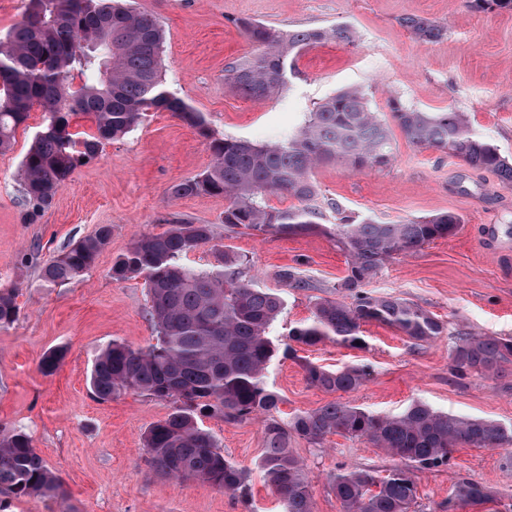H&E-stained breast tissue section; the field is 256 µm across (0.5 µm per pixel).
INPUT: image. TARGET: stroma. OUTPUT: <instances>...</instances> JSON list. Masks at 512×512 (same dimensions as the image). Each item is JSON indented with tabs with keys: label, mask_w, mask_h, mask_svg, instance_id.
<instances>
[{
	"label": "stroma",
	"mask_w": 512,
	"mask_h": 512,
	"mask_svg": "<svg viewBox=\"0 0 512 512\" xmlns=\"http://www.w3.org/2000/svg\"><path fill=\"white\" fill-rule=\"evenodd\" d=\"M154 15L163 31L165 88L201 112L217 137L256 144L279 140L301 126L324 98L363 89L370 107L389 118L390 100L423 111L453 108L512 158V11L476 10L467 0H132ZM420 16L444 26L435 43L415 40L400 24ZM251 19L281 29L352 25L358 40L309 49L286 72L280 95L254 100L226 78L236 59L255 44L238 27ZM44 117L33 110L0 151V288L15 289L19 319L0 328V430L20 429L46 465L64 482L66 501L40 496L10 500L5 512H280L276 493L257 467L265 446V420L202 417L226 458L245 470L248 497L200 481H176L156 472L143 434L164 419L172 403L138 393L107 402L90 392L87 377L100 349L118 340L134 347L153 342L143 280H116L112 264L141 236L175 224L211 225L216 244L246 259L261 287L285 300L271 336L310 318L315 302L342 297L348 257L323 235L281 236L231 232L221 196L175 198L173 185L208 168L213 155L196 129L168 112L147 113L124 138L106 142L78 167L52 205L28 220L18 177L21 160ZM394 161L383 171L335 165L316 170L322 199L346 215L397 223L453 211L463 222L455 235L388 261L365 286L372 296H396L434 315L443 333L419 342L377 322L363 327L368 346L336 342L299 347L298 360L275 359L267 383L292 415L339 400L379 414H397L415 401L454 414L512 425V375L457 377L451 351L474 335L512 336V184L469 170L458 159L418 149L392 128ZM112 227V240L85 275L44 287L41 266L70 242ZM296 267L310 285L288 286L282 269ZM64 360L53 374L39 363L54 348ZM338 368L370 367L369 379L351 393L311 387L301 360ZM304 463L314 512H341L331 476L344 470L386 471L398 461L359 439L326 436L320 443L289 435ZM413 512H512V450L462 447L448 465L416 471ZM475 481L493 488L495 501L449 507L456 487Z\"/></svg>",
	"instance_id": "stroma-1"
}]
</instances>
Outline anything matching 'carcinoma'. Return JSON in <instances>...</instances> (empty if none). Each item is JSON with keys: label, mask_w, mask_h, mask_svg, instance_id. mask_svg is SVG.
<instances>
[{"label": "carcinoma", "mask_w": 512, "mask_h": 512, "mask_svg": "<svg viewBox=\"0 0 512 512\" xmlns=\"http://www.w3.org/2000/svg\"><path fill=\"white\" fill-rule=\"evenodd\" d=\"M468 3L478 10H512V0ZM401 24L425 43L447 34L445 27L419 16L405 17ZM237 25L258 52L228 66L227 78L257 100L282 89L286 63L305 50L326 42L346 47L357 42L349 24L282 30L240 19ZM163 41V30L152 15L120 0H27L22 19L0 37V151L10 147L30 112H44L43 126L20 166L23 196L32 213L52 204L74 171L98 155L102 141L125 136L149 112H170L197 129L213 155L208 169L174 185L171 194L224 197V224L230 228L328 236L349 257L340 288L351 302H317L306 322L289 329V343L281 350L270 329L284 300L247 276L243 259L217 248V264L211 269L182 263L187 252L214 240L211 225L175 224L163 234L138 239L112 265V276L144 279L156 343L145 348L108 344L95 358L89 385L101 401L135 392L173 404L168 416L144 433L150 465L165 476L199 480L243 496L244 471L224 456L197 417L206 412L245 421L261 415L268 423L258 465L279 497L281 512H313L308 474L288 448L291 433L314 443L329 434L364 439L401 462L384 476L355 469L331 477L341 512H411L417 498L415 471L447 465L453 451L465 445L511 447L512 425L451 414L422 401L396 415L331 401L286 422L274 418L279 399L267 384V370L280 351L301 364L310 386L325 392H354L369 376L359 365L330 369L307 361L293 344L314 347L332 341L364 349L362 325L369 321L395 327L417 341L442 334V324L429 312L398 297L370 296L363 286L389 259L455 234L462 219L448 211L398 224L355 221L331 202L338 223H320L313 178L317 168L343 164L355 171L384 170L393 161L389 125L372 111L366 93L336 92L297 131L273 144L218 138L201 113L165 89ZM77 115L90 119L94 134L71 131ZM390 116L413 146L444 152L474 172L512 183V159L454 109L427 112L394 99ZM269 193L286 194L297 204L277 209L267 204ZM111 238L112 225L103 224L94 235L46 261L40 270L44 286H61L88 272ZM280 276L293 288L309 287L295 267ZM19 313L15 290L1 289L0 328L13 324ZM64 357L62 349L47 352L41 372L54 373ZM451 360L461 376L476 372L499 377L512 368V338L471 336L454 347ZM32 495L67 500L62 480L47 467L31 437L21 430L1 434L0 497ZM455 499L481 505L494 500V491L465 481L458 484Z\"/></svg>", "instance_id": "obj_1"}]
</instances>
